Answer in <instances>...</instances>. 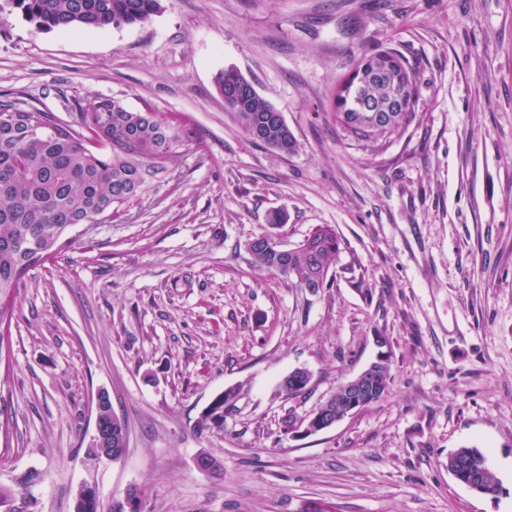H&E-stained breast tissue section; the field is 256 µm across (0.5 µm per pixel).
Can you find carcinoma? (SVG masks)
Segmentation results:
<instances>
[{"instance_id": "obj_1", "label": "carcinoma", "mask_w": 512, "mask_h": 512, "mask_svg": "<svg viewBox=\"0 0 512 512\" xmlns=\"http://www.w3.org/2000/svg\"><path fill=\"white\" fill-rule=\"evenodd\" d=\"M27 21L43 30H100L148 20L161 9V0H14ZM406 88L408 110L392 112L381 129L368 122L383 109L398 85ZM225 107L247 135L281 152L295 148L286 123L273 117L274 107L262 98L236 70L226 69L217 78ZM416 85L406 61L391 50L363 57L336 87V122L365 146L379 142L405 127L415 117ZM78 127L63 124L55 114L26 108L0 96V172L23 158L25 169L0 182V296L10 295L24 274L37 263L60 251V240L70 224H96L134 202L151 182L168 175L167 163L177 150L192 141V131L175 125L149 110L131 111L115 99L76 104ZM42 126L41 135L29 138L16 126ZM341 240L335 230L316 228L306 246L288 256L286 267L271 248L250 244L257 262L297 280L306 288H321L336 261ZM390 365L379 367L368 403L388 393ZM205 408L198 425L202 429L224 425L231 402L219 393ZM484 453L478 448H459L448 456V472L469 461L467 470L479 475L485 488L499 489L492 470L482 468Z\"/></svg>"}]
</instances>
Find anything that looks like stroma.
I'll use <instances>...</instances> for the list:
<instances>
[{
	"label": "stroma",
	"mask_w": 512,
	"mask_h": 512,
	"mask_svg": "<svg viewBox=\"0 0 512 512\" xmlns=\"http://www.w3.org/2000/svg\"><path fill=\"white\" fill-rule=\"evenodd\" d=\"M394 48L415 119L367 150L337 125L336 83ZM239 71L284 117L255 143L215 80ZM0 95L76 122L113 98L192 129L120 217L71 228L0 306V512H512V0H162L149 20L45 32L0 0ZM283 212L286 223L272 225ZM341 250L323 288L261 268L317 226ZM387 337V395L330 429L297 428ZM310 374L304 394L282 379ZM237 391L220 428L203 409ZM127 426L88 455L95 398ZM487 453L500 487L448 471ZM208 453L222 472L199 470ZM487 459L479 448H459L448 456V471L450 473L458 472V466L465 460L469 461L467 469L470 477L471 472L479 475L481 482L486 480L485 488L491 492H497L499 489V480L493 469L484 470L482 468V460Z\"/></svg>",
	"instance_id": "obj_1"
}]
</instances>
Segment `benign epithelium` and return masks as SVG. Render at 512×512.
Returning a JSON list of instances; mask_svg holds the SVG:
<instances>
[{
  "mask_svg": "<svg viewBox=\"0 0 512 512\" xmlns=\"http://www.w3.org/2000/svg\"><path fill=\"white\" fill-rule=\"evenodd\" d=\"M384 363H386V355L382 353L375 362L361 372L344 380L336 390V396L340 402L339 407L334 408L326 403L321 405L305 420L302 433L308 435L328 429L361 409L377 368ZM103 399H105V393H98L95 403V432L92 448L94 456L111 460L113 459L112 449L108 448L111 429L105 428L100 419Z\"/></svg>",
  "mask_w": 512,
  "mask_h": 512,
  "instance_id": "7a95c632",
  "label": "benign epithelium"
}]
</instances>
